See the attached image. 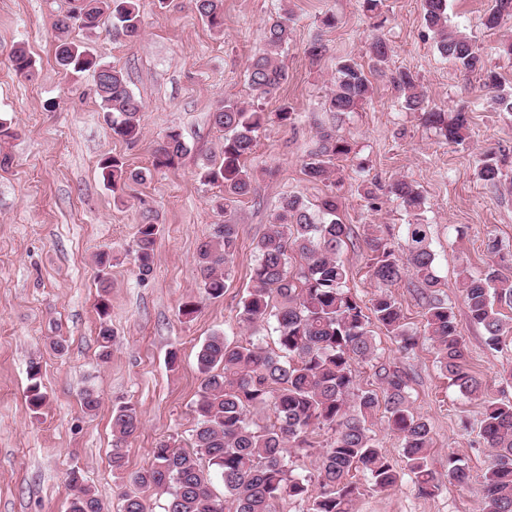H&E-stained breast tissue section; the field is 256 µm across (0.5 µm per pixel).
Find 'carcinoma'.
Masks as SVG:
<instances>
[{"label": "carcinoma", "instance_id": "cac0c4a2", "mask_svg": "<svg viewBox=\"0 0 512 512\" xmlns=\"http://www.w3.org/2000/svg\"><path fill=\"white\" fill-rule=\"evenodd\" d=\"M75 14L66 11L55 22V61L67 74L97 75L104 66L84 41L71 37L78 28L88 34L101 25L112 26L113 35L134 41L141 35L138 0H83ZM198 14L213 28L223 24V0H191ZM426 26L435 35L440 56L456 67L482 77L488 90L501 87L498 74L487 68L480 48L467 36L448 26V0H422ZM512 19V0H493L482 25L498 28ZM292 39L288 19L278 18L266 28L264 48L248 67V81L256 97L264 98L288 79L279 55ZM376 68L389 58L386 41L371 43ZM14 71L32 75L35 61L22 47L11 54ZM109 74L94 79L106 123L112 134L133 143L142 134V101L130 91L122 71L110 66ZM390 82L404 95L403 108L418 112L425 123L443 131L450 143L462 142L469 132V115H447L430 106L426 94L407 69L389 73ZM373 93L362 65L352 59L336 68L327 111L338 116L357 111ZM266 119L253 107L226 101L211 115L212 124L224 132L220 159L201 168V179L224 192V223L214 226L197 248V262L206 295L219 298L229 287V265L238 248L239 228L234 203L254 191L245 160L253 153L256 133ZM344 136L324 130L317 147L304 162L305 175L325 182L335 172L336 161L352 153ZM188 152L182 134L173 129L154 151L152 168L130 170L119 159L104 156L98 167L104 183L117 193L128 181H143L151 170L175 165ZM485 185L495 187L502 172L495 156L485 155L477 172ZM390 193L415 217L407 224L403 242L393 243L373 230L366 244L370 250L369 273L379 288L370 305L361 303L347 288L349 271L339 258L340 249L357 239L353 228L339 217L335 194H327L311 212L298 195L281 199L269 230L257 241L258 261L252 270L253 286L242 302L241 320L248 326L269 319L276 322L278 351L264 349L259 341H230L209 337L197 355L200 389L193 405L197 426L192 449L176 447L168 440L152 449L150 465L129 478L130 487L120 494L121 512H149L150 493L165 496L164 512H275V504L293 499L306 512H354L364 488L355 479L363 473L379 490L395 487L402 471L388 458L371 433L368 421L384 408L388 427L403 445L405 470L424 495L438 489V478L429 466L432 436L428 421L413 412L407 375L376 363L375 324L385 331L400 351L413 350L417 332L406 322L401 303L390 287L409 276L425 299L424 331L432 341L440 369L451 386L478 398L482 383L470 370L466 346L458 331L453 307L436 297L439 279L431 249L430 225L421 219L424 199L410 181L397 179ZM158 225L138 227L134 260L140 274L153 265ZM303 259L300 268L288 271L289 253ZM459 288L471 322L481 326L489 349H502L503 337L512 331L502 309H512V276L494 266L474 275L464 268ZM99 358L112 355L114 334L108 320L107 286L98 294ZM371 363L376 388L357 387L355 364ZM26 400L37 413L46 404L41 366H29ZM269 410L273 421L261 424L254 412ZM140 426L137 409L122 403L112 407V470L125 471L124 447ZM332 432V441L320 454L314 475H295L287 460L288 449L310 448L309 435ZM480 436L490 449L484 473L482 512H512V402L486 401ZM220 475L224 495L212 489L211 473ZM448 478L459 485L470 480L468 467L448 458ZM67 512H104L99 498L85 483L66 478Z\"/></svg>", "mask_w": 512, "mask_h": 512}]
</instances>
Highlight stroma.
Returning a JSON list of instances; mask_svg holds the SVG:
<instances>
[{
  "label": "stroma",
  "mask_w": 512,
  "mask_h": 512,
  "mask_svg": "<svg viewBox=\"0 0 512 512\" xmlns=\"http://www.w3.org/2000/svg\"><path fill=\"white\" fill-rule=\"evenodd\" d=\"M141 36L129 42L101 27L90 38L97 56L120 69L144 104L143 133L135 143L114 137L103 120L91 74L73 78L54 59V22L68 0H0V120L13 138L0 141V512H65V479L80 468L86 485L106 512H120L124 478L112 472V407H136L141 426L125 448L126 475L146 468L157 441L191 444L201 375L197 353L215 333L234 341L250 339L240 313L252 286L255 249L281 197L298 195L318 205L330 192L342 202L340 217L357 235L380 225L392 242H402L412 218L388 192L406 179L422 192L431 248L440 279L438 295L448 300L467 347L470 369L483 381L482 398L462 395L441 372L432 342L420 338L410 353L400 352L384 330H375L381 362L406 371L413 409L431 426L432 468L439 490L423 496L410 477L380 491L366 487L356 512H479L488 450L479 436L484 401L512 402V334L502 351H490L485 332L467 316L457 274L483 273L494 263L486 251L497 239L512 274V112L501 110L494 92L477 74L444 60L425 25L421 0H385L382 25H375L361 0H224V25L212 30L191 0H139ZM491 0H448L452 29L481 48L502 76V92H512V59L499 51L512 40V20L486 30L481 20ZM287 11L293 38L281 54L288 81L264 99L254 98L246 70L263 47L267 22ZM335 28H323L324 13ZM382 37L391 48V68L416 75L432 104L448 112L466 110L470 136L448 142L406 111L401 92L388 77L372 71L369 47ZM315 37L327 52L311 62L304 49ZM37 62L32 77L17 74L10 62L17 44ZM351 58L369 71L374 93L344 117L326 111L340 60ZM258 106L267 115L247 159L253 193L235 205L239 246L231 283L217 299L205 295L197 246L223 223L221 188L201 181L199 172L217 159L223 134L210 115L226 99ZM289 104L290 124L276 113ZM179 129L188 152L170 168L153 170L142 182H128L114 202L98 168L102 156L121 158L129 168L150 167L154 151L170 129ZM335 130L355 150L338 162L329 181L313 182L303 162L322 131ZM500 160L502 178L489 187L477 176L487 151ZM372 181L377 199L368 203L361 180ZM158 224L152 272L139 277L132 253L140 224ZM110 258L99 270L97 254ZM365 242L341 249L350 269L348 286L362 301L376 291L367 271ZM107 277L112 356L98 357L100 277ZM198 301L193 317L179 313L187 298ZM63 341L56 351L54 341ZM178 361L169 364V351ZM41 365L47 405L33 414L26 402L30 363ZM94 389L100 407L89 414L81 394ZM470 469L461 486L448 478V459Z\"/></svg>",
  "instance_id": "stroma-1"
}]
</instances>
